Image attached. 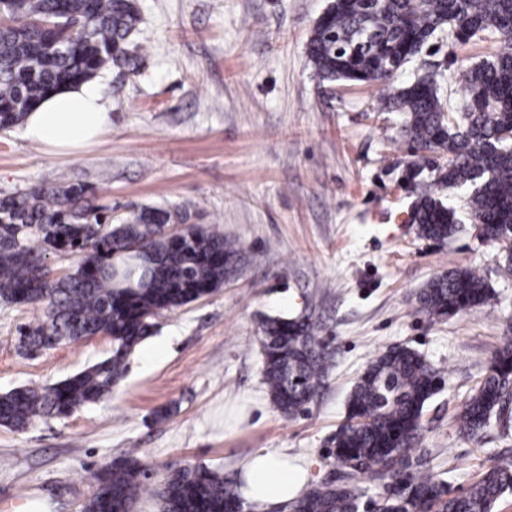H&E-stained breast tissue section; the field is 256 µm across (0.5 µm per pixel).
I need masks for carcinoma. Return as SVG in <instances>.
<instances>
[{"label": "carcinoma", "mask_w": 512, "mask_h": 512, "mask_svg": "<svg viewBox=\"0 0 512 512\" xmlns=\"http://www.w3.org/2000/svg\"><path fill=\"white\" fill-rule=\"evenodd\" d=\"M136 0H0V131L21 125L47 94L91 81L112 68L137 69L131 38ZM462 44L493 38L500 49L477 65L460 61L455 77L466 99L457 112L439 96L432 73L394 90L384 112L406 114L404 137L413 147L404 187L415 200L410 220L421 238L446 243L458 232L455 209L437 195L465 187L467 207L483 242L503 249L512 270V0H330L317 20L307 56L320 81L385 83L419 54L436 32ZM84 183L37 186L0 198V301L43 305L45 319L20 329L19 342L35 355L65 342L108 336L105 359L43 387L0 394V426L27 430L40 418L66 417L112 394L132 350L154 319L209 295L239 262L224 234L189 215L143 206L118 224L111 208L92 202ZM184 225L181 244L165 248L163 231ZM158 251L150 273L125 264L133 238ZM78 257L53 281L45 266L51 250ZM485 281L455 269L429 281L420 312L443 321L485 304ZM263 378L271 401L288 418L307 410L325 387L331 356L309 317H267L259 336ZM445 373L418 351L392 346L358 375L347 418L334 434V480H323L295 501L294 512H495L512 489V464L485 469L466 490L424 474L416 455L426 404ZM512 403V341L495 351L457 415L460 431L477 437ZM135 459L103 465L84 512H132L144 492L159 512H243L237 486L219 471L176 468L149 490ZM381 488L366 498L360 480Z\"/></svg>", "instance_id": "carcinoma-1"}]
</instances>
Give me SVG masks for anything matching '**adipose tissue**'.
Instances as JSON below:
<instances>
[{
  "label": "adipose tissue",
  "mask_w": 512,
  "mask_h": 512,
  "mask_svg": "<svg viewBox=\"0 0 512 512\" xmlns=\"http://www.w3.org/2000/svg\"><path fill=\"white\" fill-rule=\"evenodd\" d=\"M109 123L108 105L98 85L88 81L45 97L25 121L30 138L52 150H76L102 135ZM246 502L264 506L295 499L304 486V470L286 455L257 451L245 464Z\"/></svg>",
  "instance_id": "1"
}]
</instances>
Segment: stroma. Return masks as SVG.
<instances>
[{"label": "stroma", "mask_w": 512, "mask_h": 512, "mask_svg": "<svg viewBox=\"0 0 512 512\" xmlns=\"http://www.w3.org/2000/svg\"><path fill=\"white\" fill-rule=\"evenodd\" d=\"M136 3L137 70L97 79L107 130L69 153L50 152L21 126L0 131V197L84 182L117 217L143 206L188 210L192 223L233 241L240 261L223 288L157 317L112 397L22 433L0 426V512H81L94 473L129 456L147 465L153 487L184 466L238 483L255 452L281 451L314 486L334 469L330 439L356 377L393 345L447 371L422 418L427 471L457 492L512 461V417L475 440L456 422L512 337V272L470 219L448 243L418 237L400 186L403 116L380 109L388 89L423 76L425 60L441 67V94L460 104L452 62L489 59L490 44L442 32L389 85L321 82L306 46L329 0ZM455 268L480 275L489 302L441 323L419 313L422 288ZM41 315L0 302V393L52 384L109 354L111 340L95 336L26 355L18 329ZM302 315L328 338L334 365L321 396L288 418L263 382L258 336L264 317Z\"/></svg>", "instance_id": "35a3bbf8"}]
</instances>
